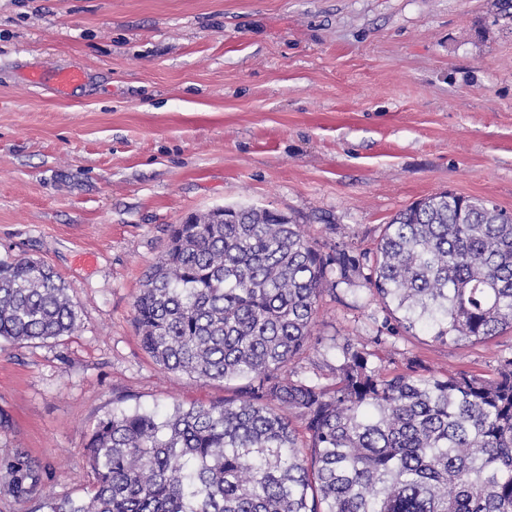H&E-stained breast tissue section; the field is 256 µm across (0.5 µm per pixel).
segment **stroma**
<instances>
[{"label":"stroma","mask_w":512,"mask_h":512,"mask_svg":"<svg viewBox=\"0 0 512 512\" xmlns=\"http://www.w3.org/2000/svg\"><path fill=\"white\" fill-rule=\"evenodd\" d=\"M77 66L66 96L27 81ZM449 190L512 213V27L490 0H0V259L42 260L78 306L68 336L0 344V454L84 497L99 418L233 396L156 365L133 303L171 225L217 207L292 216L329 255ZM363 277L325 287L299 376L335 346L379 373L493 376L512 329L448 346L376 336Z\"/></svg>","instance_id":"35a3bbf8"}]
</instances>
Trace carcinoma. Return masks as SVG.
<instances>
[{
    "instance_id": "carcinoma-1",
    "label": "carcinoma",
    "mask_w": 512,
    "mask_h": 512,
    "mask_svg": "<svg viewBox=\"0 0 512 512\" xmlns=\"http://www.w3.org/2000/svg\"><path fill=\"white\" fill-rule=\"evenodd\" d=\"M500 21L512 24V0H495ZM358 271L269 209L172 225L133 304L141 345L168 371L243 384L163 418L104 415L87 440L92 491L45 496L42 512H512V357L492 378L412 368L384 377L348 343L334 384L288 374L324 284ZM364 280L388 332L484 342L512 328V214L449 191L428 196L385 226ZM77 321L50 267L0 260V340L57 339ZM0 475L19 504L54 480L20 450L0 455Z\"/></svg>"
}]
</instances>
